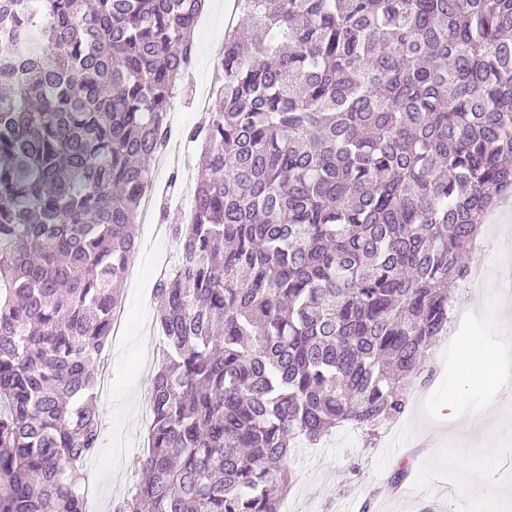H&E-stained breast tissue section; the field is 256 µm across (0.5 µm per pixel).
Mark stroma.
I'll return each mask as SVG.
<instances>
[{
	"mask_svg": "<svg viewBox=\"0 0 512 512\" xmlns=\"http://www.w3.org/2000/svg\"><path fill=\"white\" fill-rule=\"evenodd\" d=\"M211 33L195 31L194 62L184 78L185 91L172 105L175 137L194 126L196 113L191 90L210 80V60L224 42L220 15L210 19ZM139 285L124 289L122 303L128 313L124 332L110 340L112 353V393L97 401L101 417V442L97 467L91 475L99 498L105 502L127 495L132 487L126 472L133 461V450L144 429L131 407L146 403L153 368L144 361L150 349L145 342L146 326L155 324L156 308L148 301L158 281L154 259H172L176 246L172 238L153 237L149 228L140 227ZM500 285L489 278L480 295H473L465 283L451 290L461 319L451 322V339H438L430 349L428 370L410 390L407 412L396 423L382 426L376 444L364 445L363 434L353 428L337 430L314 448L297 449L287 463L291 473L288 512H512V494L493 500L484 492L498 484H512V456L502 457L499 465L476 478L473 490L457 493V470L448 460V440L455 423L442 421L440 405L448 388L461 375L457 339L480 337L489 346L497 345L500 328L489 307L498 298ZM483 413L488 423L512 422V394L475 390L465 394L457 408L458 420ZM406 467L403 480L408 492L389 497L386 487L398 467Z\"/></svg>",
	"mask_w": 512,
	"mask_h": 512,
	"instance_id": "stroma-1",
	"label": "stroma"
}]
</instances>
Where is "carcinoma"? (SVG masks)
<instances>
[{
	"label": "carcinoma",
	"mask_w": 512,
	"mask_h": 512,
	"mask_svg": "<svg viewBox=\"0 0 512 512\" xmlns=\"http://www.w3.org/2000/svg\"><path fill=\"white\" fill-rule=\"evenodd\" d=\"M204 0H0V512H85L97 363ZM155 298L149 454L112 512H280L372 438L512 190V0H236Z\"/></svg>",
	"instance_id": "obj_1"
}]
</instances>
